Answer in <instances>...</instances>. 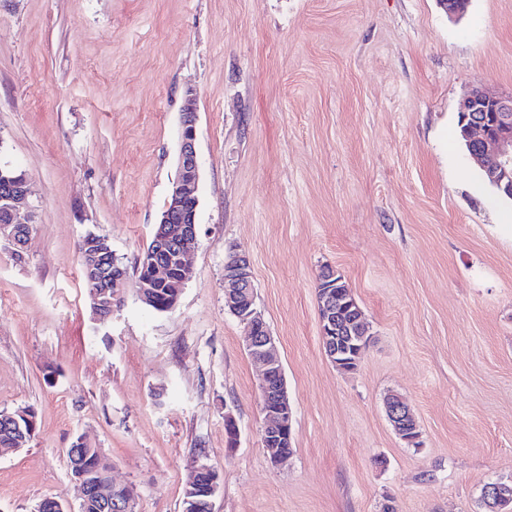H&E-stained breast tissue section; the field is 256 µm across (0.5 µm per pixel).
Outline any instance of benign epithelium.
<instances>
[{
    "instance_id": "obj_1",
    "label": "benign epithelium",
    "mask_w": 512,
    "mask_h": 512,
    "mask_svg": "<svg viewBox=\"0 0 512 512\" xmlns=\"http://www.w3.org/2000/svg\"><path fill=\"white\" fill-rule=\"evenodd\" d=\"M459 114L462 116L463 134L468 140L469 158L484 171L493 185L512 195V95L505 97L475 89L460 102ZM196 122V97L189 89L181 107L178 177L160 217L163 232L157 235L155 242L159 252L170 247L176 249L178 261L187 270L191 269L188 256L197 238L196 218L186 219L180 216V211L185 203L198 201ZM28 196L29 187L25 181L11 195L0 199L11 216L10 223L0 226V233L5 234L14 245L17 238L12 225L30 223ZM110 251L107 240L102 239L95 249L85 253L89 270L94 272L101 267ZM321 280L325 286L320 325L326 356L339 368L350 363L356 365L364 349L362 342L368 337L362 310L356 309L359 316L351 321L342 320L343 312L356 305L351 292L341 289L340 282L344 277L328 266L324 268ZM224 281L229 284L224 291V308L243 326L248 355L262 367L259 379L260 409L267 423L262 443L270 461L280 464L288 459L281 448L292 436L293 411L274 339L266 330L265 320L252 300V273L246 256L233 249L228 251L224 259ZM384 406L389 423L402 442L411 447L420 440L418 422L400 396L390 395L384 400ZM82 452L84 449L76 447L67 450V456L77 461L78 473L74 478L82 489V502L93 500L99 512H133V489L112 482V465L101 449H89V453L93 454L92 471L102 473L100 478L91 482L87 480L83 464L78 462V455ZM219 486L215 468L206 464L194 465L193 478L185 487L182 512H196L199 505L195 499L197 495L206 497V502L212 503ZM503 489L499 481L484 486L482 497L489 512H512L508 509L509 500Z\"/></svg>"
}]
</instances>
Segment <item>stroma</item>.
<instances>
[{
	"label": "stroma",
	"mask_w": 512,
	"mask_h": 512,
	"mask_svg": "<svg viewBox=\"0 0 512 512\" xmlns=\"http://www.w3.org/2000/svg\"><path fill=\"white\" fill-rule=\"evenodd\" d=\"M197 96L192 277L171 311L127 291L97 322L86 233L134 269L177 177ZM475 88L512 93V0H0V164L34 230L0 238V411L33 407L0 457V512H80L65 456L102 449L134 512H181L194 465L213 512H479L512 477V200L457 137ZM251 265L293 409L262 445L260 369L224 307L228 249ZM338 269L370 326L358 368L327 358L317 301ZM403 397L421 445L385 413ZM239 435L229 445L225 415ZM102 237H103L102 235L90 232V233L86 234L79 241V244H78L79 265H80V270H81V277H82V279L85 283L86 289H87V295H88V300H89L91 309H93V306H96L95 301L98 302V299H97L96 292L93 293V297L91 294L92 288H91V284H90L88 268L91 272H96L97 271L96 268L101 267V263L108 258L107 255L111 251V248L107 245V242H108L107 238L101 239ZM98 240H100V241H99V243H97V247L95 248V250H90L89 252H86L84 255L85 261L88 266V268H87L83 262V251H82L83 246L84 245L89 246L93 243H96ZM218 475L214 467L206 464L194 465L193 478L185 487L186 497L182 502V512H195L197 510L199 502L194 498L195 495L206 496L205 502L208 503L210 512H213L212 499L220 486Z\"/></svg>",
	"instance_id": "obj_1"
}]
</instances>
